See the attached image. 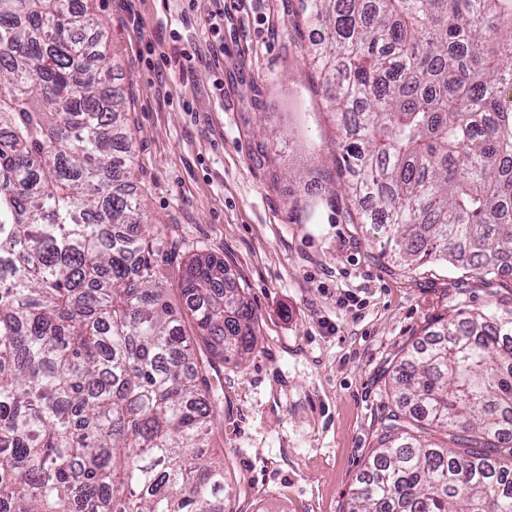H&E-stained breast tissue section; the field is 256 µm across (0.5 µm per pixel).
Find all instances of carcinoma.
Listing matches in <instances>:
<instances>
[{"mask_svg":"<svg viewBox=\"0 0 512 512\" xmlns=\"http://www.w3.org/2000/svg\"><path fill=\"white\" fill-rule=\"evenodd\" d=\"M338 164L382 254L512 263V0H302ZM76 0H0V512H226L210 376L257 342L224 262L164 295L126 107ZM343 512H512V309L431 322Z\"/></svg>","mask_w":512,"mask_h":512,"instance_id":"carcinoma-1","label":"carcinoma"}]
</instances>
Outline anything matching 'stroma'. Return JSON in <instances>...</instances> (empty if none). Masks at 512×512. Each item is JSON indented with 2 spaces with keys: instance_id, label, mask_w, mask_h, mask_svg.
Listing matches in <instances>:
<instances>
[{
  "instance_id": "obj_1",
  "label": "stroma",
  "mask_w": 512,
  "mask_h": 512,
  "mask_svg": "<svg viewBox=\"0 0 512 512\" xmlns=\"http://www.w3.org/2000/svg\"><path fill=\"white\" fill-rule=\"evenodd\" d=\"M102 23L135 163L164 237L166 296L197 254L223 259L258 342L213 377L211 454L236 512H343L390 411L386 381L431 321L512 303V278L397 267L352 223L338 130L306 64L300 0H89Z\"/></svg>"
}]
</instances>
